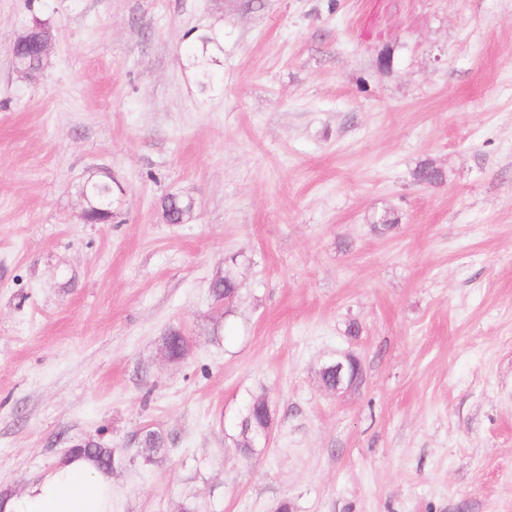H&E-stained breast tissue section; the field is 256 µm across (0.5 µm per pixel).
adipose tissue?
Returning a JSON list of instances; mask_svg holds the SVG:
<instances>
[{"mask_svg": "<svg viewBox=\"0 0 512 512\" xmlns=\"http://www.w3.org/2000/svg\"><path fill=\"white\" fill-rule=\"evenodd\" d=\"M0 512H112V478L90 457H62L20 495L0 500Z\"/></svg>", "mask_w": 512, "mask_h": 512, "instance_id": "ef3b65f1", "label": "adipose tissue"}]
</instances>
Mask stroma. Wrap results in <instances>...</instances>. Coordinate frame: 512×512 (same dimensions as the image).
Instances as JSON below:
<instances>
[{"mask_svg":"<svg viewBox=\"0 0 512 512\" xmlns=\"http://www.w3.org/2000/svg\"><path fill=\"white\" fill-rule=\"evenodd\" d=\"M85 440L113 512H512V0H0V497ZM209 38H203L201 46H192L189 51L193 57L198 77L202 84H207L213 77V72L210 67L213 61L208 52ZM98 179H88L83 186V192L90 201L86 219L91 223H102L111 217L113 186L112 178L108 175L99 176ZM194 208L191 199L175 194L168 195L162 204L163 216L170 224H181L190 216ZM271 424L272 416L268 402L263 398L254 400L242 424L241 438L238 441V446L241 448H252L258 436L269 433ZM79 445L80 444H76L72 448H77ZM75 451L94 457L99 466L104 469L111 467L113 469V467L119 463V459L115 458V456L113 461V455L115 454L113 448H102L100 444L96 442H88L85 448H77Z\"/></svg>","mask_w":512,"mask_h":512,"instance_id":"stroma-1","label":"stroma"}]
</instances>
